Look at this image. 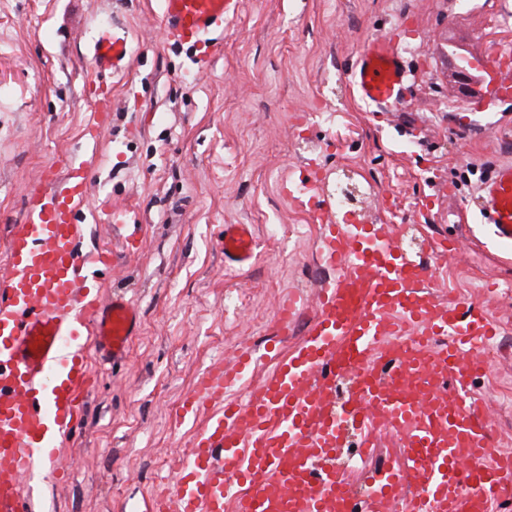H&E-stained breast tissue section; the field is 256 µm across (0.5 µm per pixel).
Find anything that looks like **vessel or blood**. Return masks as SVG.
<instances>
[{"instance_id": "vessel-or-blood-1", "label": "vessel or blood", "mask_w": 512, "mask_h": 512, "mask_svg": "<svg viewBox=\"0 0 512 512\" xmlns=\"http://www.w3.org/2000/svg\"><path fill=\"white\" fill-rule=\"evenodd\" d=\"M239 0H162L161 23L176 42L197 45L223 29ZM125 38L101 31L88 75L118 70ZM361 99L402 100L407 71L384 36L370 40L352 71ZM91 165L70 163L27 195L10 236L0 282V512H37L33 480L53 465L60 439L79 422L90 390L81 341L102 359H124L139 327L123 297H92L89 270L110 253L81 247L79 210ZM489 223L512 241V163L480 189ZM249 225L224 227V257L250 264ZM323 260L337 275L313 311L299 297L280 309L279 334L305 315L304 339L245 397L235 394L265 355L244 346L212 365L178 412L198 427L158 512H225L228 485L246 489L237 512H489L512 499V455L498 452L482 399L472 390L499 333L484 307L436 294L422 264L377 224H330ZM354 381L344 399L336 384ZM384 423L409 454L407 469L372 471L361 490L337 475L350 440L369 453V427Z\"/></svg>"}]
</instances>
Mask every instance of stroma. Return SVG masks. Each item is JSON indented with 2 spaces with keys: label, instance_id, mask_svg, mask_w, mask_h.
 <instances>
[{
  "label": "stroma",
  "instance_id": "stroma-1",
  "mask_svg": "<svg viewBox=\"0 0 512 512\" xmlns=\"http://www.w3.org/2000/svg\"><path fill=\"white\" fill-rule=\"evenodd\" d=\"M161 0H0V274L27 188L94 149L80 215L84 248L120 249L121 212L144 238L99 276L141 315L118 364L90 355L94 383L81 424L63 440L57 471L37 492L47 512H148L188 453L193 426L174 411L214 360L238 346L290 350L274 313L288 295L313 303L322 224L390 226L439 295L482 300L512 336V243L477 206L496 167L512 161V95L460 84L457 54L512 49V0H241L213 32L206 73L193 48L167 41ZM126 32L118 73L87 78L105 27ZM386 35L405 52L401 103L381 112L349 82L358 53ZM112 93V112L88 143L86 122ZM359 183L349 211L314 222L301 180ZM250 225L255 256L224 259V227ZM474 391L497 447L512 451V352L491 344ZM364 483L404 458L399 438L373 429Z\"/></svg>",
  "mask_w": 512,
  "mask_h": 512
}]
</instances>
